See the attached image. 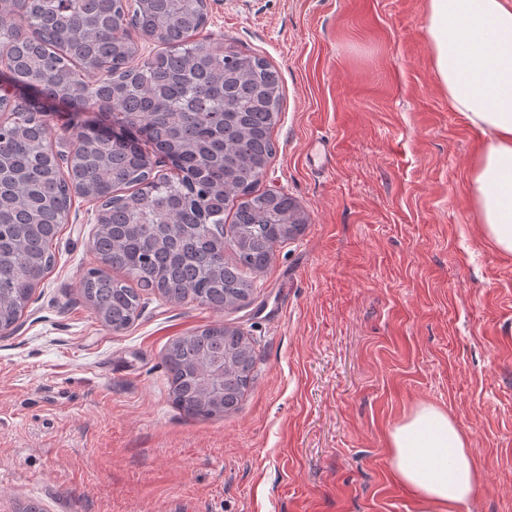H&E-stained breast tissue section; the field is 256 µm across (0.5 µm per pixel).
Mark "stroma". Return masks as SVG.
Returning a JSON list of instances; mask_svg holds the SVG:
<instances>
[{"instance_id": "obj_1", "label": "stroma", "mask_w": 512, "mask_h": 512, "mask_svg": "<svg viewBox=\"0 0 512 512\" xmlns=\"http://www.w3.org/2000/svg\"><path fill=\"white\" fill-rule=\"evenodd\" d=\"M200 36L280 72L258 188L311 222L240 309L147 294L115 332L79 288L100 261L73 196L0 334V512H415L388 437L423 403L468 437L475 512H512V254L475 221L485 138L439 86L425 0H208ZM222 322L253 339V384L232 416L186 417L163 354Z\"/></svg>"}]
</instances>
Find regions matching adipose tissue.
Returning a JSON list of instances; mask_svg holds the SVG:
<instances>
[{
	"instance_id": "adipose-tissue-1",
	"label": "adipose tissue",
	"mask_w": 512,
	"mask_h": 512,
	"mask_svg": "<svg viewBox=\"0 0 512 512\" xmlns=\"http://www.w3.org/2000/svg\"><path fill=\"white\" fill-rule=\"evenodd\" d=\"M425 18L448 103L485 138L471 171L477 221L512 253V0H425ZM388 450L416 512H471L481 475L446 411L419 405L392 429Z\"/></svg>"
}]
</instances>
